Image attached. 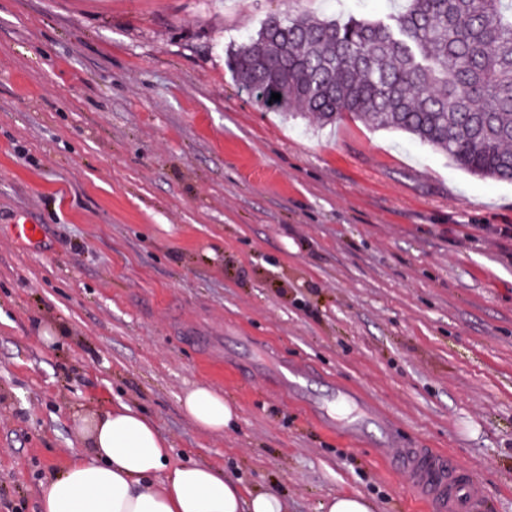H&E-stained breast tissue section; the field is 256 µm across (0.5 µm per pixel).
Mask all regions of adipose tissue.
I'll return each instance as SVG.
<instances>
[{
  "mask_svg": "<svg viewBox=\"0 0 512 512\" xmlns=\"http://www.w3.org/2000/svg\"><path fill=\"white\" fill-rule=\"evenodd\" d=\"M183 409L207 432H223L234 418L207 385L188 392ZM82 422L87 450L43 487L40 512H283L275 494L246 492L209 466L171 463L157 425L129 405Z\"/></svg>",
  "mask_w": 512,
  "mask_h": 512,
  "instance_id": "adipose-tissue-1",
  "label": "adipose tissue"
}]
</instances>
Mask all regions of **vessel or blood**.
Returning a JSON list of instances; mask_svg holds the SVG:
<instances>
[{
    "mask_svg": "<svg viewBox=\"0 0 512 512\" xmlns=\"http://www.w3.org/2000/svg\"><path fill=\"white\" fill-rule=\"evenodd\" d=\"M275 375L281 387L303 402L324 427L346 437L374 429L393 442L394 448L386 461L388 470L404 480L408 494L430 504L434 512H477L479 491L464 463L434 449L413 448L399 441L391 423L376 415L360 391L337 388L336 405L331 408L311 396L308 382L312 374L307 369L284 362L276 368Z\"/></svg>",
    "mask_w": 512,
    "mask_h": 512,
    "instance_id": "b4317fda",
    "label": "vessel or blood"
}]
</instances>
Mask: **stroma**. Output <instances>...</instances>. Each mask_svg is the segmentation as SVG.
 Masks as SVG:
<instances>
[{"label": "stroma", "mask_w": 512, "mask_h": 512, "mask_svg": "<svg viewBox=\"0 0 512 512\" xmlns=\"http://www.w3.org/2000/svg\"><path fill=\"white\" fill-rule=\"evenodd\" d=\"M406 0H0V512L83 451L80 418H153L286 512L407 497L377 437L324 431L256 350L361 390L411 447L464 460L512 512V182L408 134L261 107L231 52L274 13L379 19ZM41 225L34 241L15 224ZM220 333L221 367L185 336ZM54 330L44 343L42 330ZM237 413L181 408L198 385ZM183 409L199 428L207 432L221 433L234 418L232 408L224 401V395L211 386H197L186 394ZM326 512H373V506L365 497L354 493H340L323 505Z\"/></svg>", "instance_id": "35a3bbf8"}]
</instances>
